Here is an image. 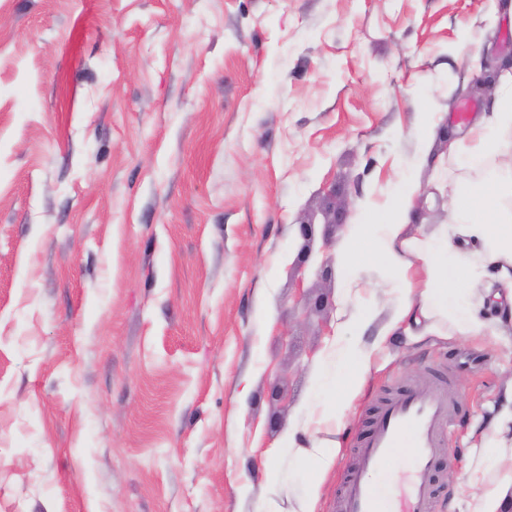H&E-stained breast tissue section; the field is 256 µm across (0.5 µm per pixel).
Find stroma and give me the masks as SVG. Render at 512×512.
<instances>
[{
    "label": "stroma",
    "mask_w": 512,
    "mask_h": 512,
    "mask_svg": "<svg viewBox=\"0 0 512 512\" xmlns=\"http://www.w3.org/2000/svg\"><path fill=\"white\" fill-rule=\"evenodd\" d=\"M506 0H0V512H260L265 469L345 320L348 225L502 173L443 152L492 107L460 47L512 55ZM440 190L417 164L418 113ZM311 224L304 238L302 224ZM320 512L376 400L439 373L455 404L438 512L512 379L494 340L385 342ZM420 121L413 128V135L420 146V161L429 163L430 156L425 149L428 133L435 126V119L439 117V112H423Z\"/></svg>",
    "instance_id": "stroma-1"
}]
</instances>
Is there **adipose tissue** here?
I'll return each instance as SVG.
<instances>
[{"mask_svg":"<svg viewBox=\"0 0 512 512\" xmlns=\"http://www.w3.org/2000/svg\"><path fill=\"white\" fill-rule=\"evenodd\" d=\"M471 154L512 157V74L499 87L497 112L482 116L469 130ZM417 188L405 186L389 208L373 214L369 223L356 225L339 247L346 273V296H359L356 271L378 263L391 274L385 290L390 308L382 336L420 327L439 335L452 333L466 339L495 337L512 348V211L503 200L512 197V181L500 186H458L448 209L447 223L434 233L407 229ZM377 317L371 306H358L346 325L344 337L332 341L314 367L317 406H305V429L342 426L369 372L372 353L363 336ZM295 429H286L281 449L290 455L293 471L304 473L297 512H317L323 478L335 464V452L320 444L298 447ZM486 453L472 473L476 487L468 512H505L512 503V406L503 407L481 436Z\"/></svg>","mask_w":512,"mask_h":512,"instance_id":"obj_1","label":"adipose tissue"}]
</instances>
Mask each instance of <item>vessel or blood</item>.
<instances>
[{
  "mask_svg": "<svg viewBox=\"0 0 512 512\" xmlns=\"http://www.w3.org/2000/svg\"><path fill=\"white\" fill-rule=\"evenodd\" d=\"M453 411L439 381L381 400L344 465L335 512H436L440 464L454 460L445 449ZM398 463L406 481L396 496L385 478Z\"/></svg>",
  "mask_w": 512,
  "mask_h": 512,
  "instance_id": "b4317fda",
  "label": "vessel or blood"
}]
</instances>
